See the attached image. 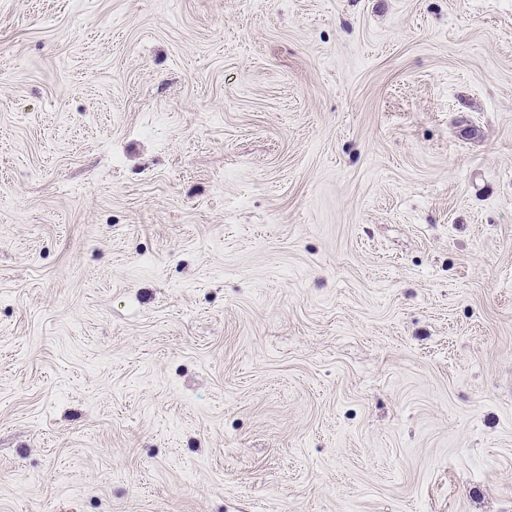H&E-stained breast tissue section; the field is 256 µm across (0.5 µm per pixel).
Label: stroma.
<instances>
[{
    "instance_id": "1",
    "label": "stroma",
    "mask_w": 512,
    "mask_h": 512,
    "mask_svg": "<svg viewBox=\"0 0 512 512\" xmlns=\"http://www.w3.org/2000/svg\"><path fill=\"white\" fill-rule=\"evenodd\" d=\"M0 512H512V0H0Z\"/></svg>"
}]
</instances>
